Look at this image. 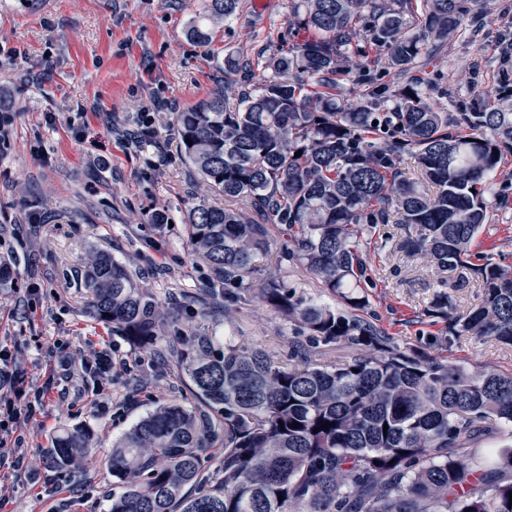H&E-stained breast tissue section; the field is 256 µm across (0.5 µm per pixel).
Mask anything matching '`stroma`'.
<instances>
[{"mask_svg":"<svg viewBox=\"0 0 512 512\" xmlns=\"http://www.w3.org/2000/svg\"><path fill=\"white\" fill-rule=\"evenodd\" d=\"M292 0H269L257 12L240 0L236 15L213 24L209 44L190 40L202 0H0V109L13 112L0 147V259L12 262L16 286L0 292V349L12 355L24 398L35 407L17 428L21 472L0 469V512H107L112 476L102 469L113 443L156 402L188 397L184 383L151 376L154 355L93 314L81 274L105 251L137 269L161 301L208 287L206 262L191 253L185 215L193 204H223L194 183L172 125L174 113L240 85L239 62L253 84L268 80L266 62L306 36L293 28ZM478 32L463 30L427 56L415 75L447 89L448 110L496 104L512 70V0H480ZM153 136L132 143L143 110ZM491 222L476 252L512 265V200L488 196ZM166 224L153 225L154 213ZM400 225H381L362 245L372 284L371 319L400 347L418 348L469 369L512 374V346L457 337L439 344L445 324L429 309L442 278L423 256L401 252ZM275 237L261 276L283 280L297 295L325 300L317 279L279 261ZM207 326L235 342L288 353L295 326L243 290L230 315ZM120 360L101 388L88 368L100 353ZM89 426L92 464L61 476L43 466L60 429Z\"/></svg>","mask_w":512,"mask_h":512,"instance_id":"stroma-1","label":"stroma"}]
</instances>
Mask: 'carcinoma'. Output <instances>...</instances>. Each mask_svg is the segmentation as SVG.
Segmentation results:
<instances>
[{
	"label": "carcinoma",
	"mask_w": 512,
	"mask_h": 512,
	"mask_svg": "<svg viewBox=\"0 0 512 512\" xmlns=\"http://www.w3.org/2000/svg\"><path fill=\"white\" fill-rule=\"evenodd\" d=\"M239 2L204 0L190 39L207 44L209 23L235 16ZM473 2L294 0L292 24L311 36L266 62L272 78L255 91L226 85L174 113L197 182L245 202L188 212L191 252L218 284L202 289L191 314L203 321L250 287L276 233L287 237L280 258L304 266L339 305L260 279L265 304L302 329L288 338L286 363L201 326L174 328L160 375L186 383L191 401L156 403L113 444L108 512H512V445L480 447L512 438V374L400 348L367 315L364 291L361 239L400 224L399 249L482 284L465 315L450 293L436 295L434 315L446 323L438 341L465 331L512 344V269L471 253L490 220L485 194L512 189L492 185L502 149H512V97L450 112L448 91L410 79L388 110L378 78L413 72L462 29ZM353 69L365 91L340 109L336 88ZM407 154L432 194L400 179ZM82 280L99 320L156 343L161 304L126 265L98 253ZM319 346L362 353L315 366ZM91 447L89 428L62 431L52 440L56 471L82 467Z\"/></svg>",
	"instance_id": "obj_1"
}]
</instances>
